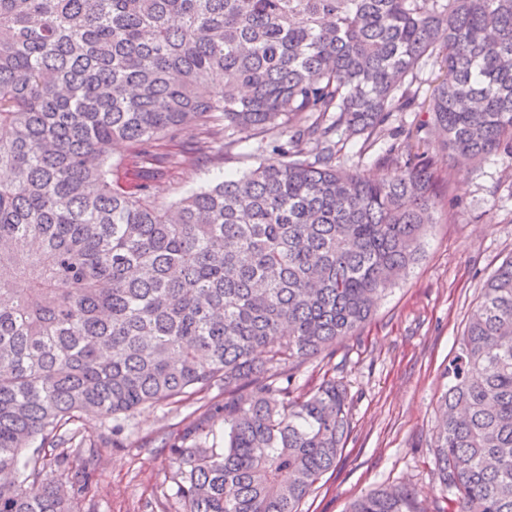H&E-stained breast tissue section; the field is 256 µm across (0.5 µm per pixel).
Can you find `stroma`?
Here are the masks:
<instances>
[{
	"label": "stroma",
	"instance_id": "1",
	"mask_svg": "<svg viewBox=\"0 0 512 512\" xmlns=\"http://www.w3.org/2000/svg\"><path fill=\"white\" fill-rule=\"evenodd\" d=\"M421 115L394 113L379 143L363 148L347 140L343 167L382 176L377 157L392 131L414 133ZM255 140L240 142L231 160L199 161L155 179L153 198L162 204L183 193L235 177L257 165ZM439 177L450 180L453 210H439L422 239L420 260L380 300L357 336L337 344L331 358H314L296 370L298 393L314 390L325 373L348 389L351 432L337 462L302 506L303 512H348L350 502L382 487L414 493L429 512H445L448 492L433 462V429L443 371L488 276L512 258V160L489 155L473 167L453 165L437 154ZM218 391L180 402L146 405L126 417L118 447H106L92 478L97 512H161L162 483L171 469L165 438L207 418L211 442H224V416L214 406ZM87 501H79L86 512Z\"/></svg>",
	"mask_w": 512,
	"mask_h": 512
}]
</instances>
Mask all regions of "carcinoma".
<instances>
[{
    "label": "carcinoma",
    "mask_w": 512,
    "mask_h": 512,
    "mask_svg": "<svg viewBox=\"0 0 512 512\" xmlns=\"http://www.w3.org/2000/svg\"><path fill=\"white\" fill-rule=\"evenodd\" d=\"M430 61L424 104L410 76ZM407 111L427 114L418 145L393 138L382 178L336 163ZM235 133L272 156L151 198L160 165L222 163ZM434 141L456 164L512 159V0H0V512H76L68 485L89 493L100 453L61 447L67 425L117 433L214 388L224 446L201 445L204 420L169 446L184 512H302L349 400L334 375L294 394L291 368L357 335L418 261L446 202ZM445 375L450 512H512V259ZM349 512L423 510L381 488Z\"/></svg>",
    "instance_id": "cac0c4a2"
}]
</instances>
